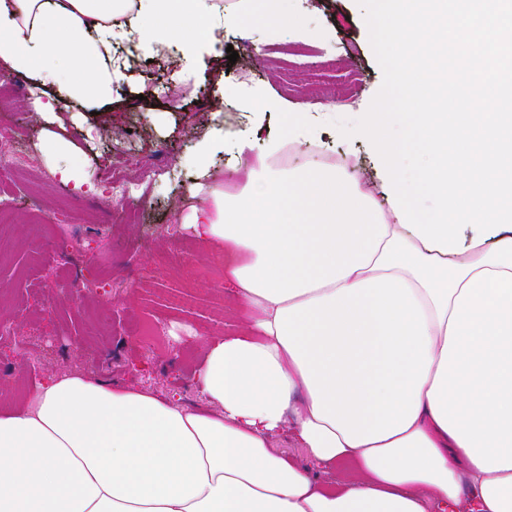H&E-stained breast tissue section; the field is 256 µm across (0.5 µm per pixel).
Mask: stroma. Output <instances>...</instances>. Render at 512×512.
<instances>
[{
  "label": "stroma",
  "instance_id": "obj_1",
  "mask_svg": "<svg viewBox=\"0 0 512 512\" xmlns=\"http://www.w3.org/2000/svg\"><path fill=\"white\" fill-rule=\"evenodd\" d=\"M286 8L289 21L244 24L204 45L187 79L177 77L171 49H138L111 101L93 108L72 103L62 112L60 134L86 163L92 187L76 191L34 179L17 184L15 206L0 226V311L13 317L17 335H28L35 323L40 336L25 351L13 341L0 342V405L61 370L149 388L189 408L199 405L193 374L199 348L239 321L223 284L203 274L211 249L181 222V198L191 182L186 161L207 136L212 112L223 111L224 151L211 158L210 169L215 182L235 185L241 180L236 142L262 144L283 125L278 113L255 125L232 99H221L215 53L229 47L238 53L220 78L225 87L304 110L326 154L358 159L364 179L377 182V162L366 144L343 138L334 125L338 118L361 117L383 80L362 8L357 0H288ZM19 82L30 97L0 112V126L22 131L40 168L54 174L56 161L41 148L46 123L30 104L41 90L28 77ZM128 158L170 174L117 204L99 168ZM63 210L74 225L71 236L38 224V217ZM141 313L153 315L160 332L187 337L188 345L148 351L131 328Z\"/></svg>",
  "mask_w": 512,
  "mask_h": 512
}]
</instances>
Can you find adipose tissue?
I'll use <instances>...</instances> for the list:
<instances>
[{
	"label": "adipose tissue",
	"instance_id": "1",
	"mask_svg": "<svg viewBox=\"0 0 512 512\" xmlns=\"http://www.w3.org/2000/svg\"><path fill=\"white\" fill-rule=\"evenodd\" d=\"M222 0H0V64L106 102L124 79L114 36L192 62L226 25L278 20ZM315 131L302 112L248 157L242 185H204L184 221L246 313L205 340L204 405L77 370L0 407V512H512V231L463 253L402 228L357 164L280 165ZM289 428L303 467L272 438ZM345 468L328 483L322 472Z\"/></svg>",
	"mask_w": 512,
	"mask_h": 512
}]
</instances>
